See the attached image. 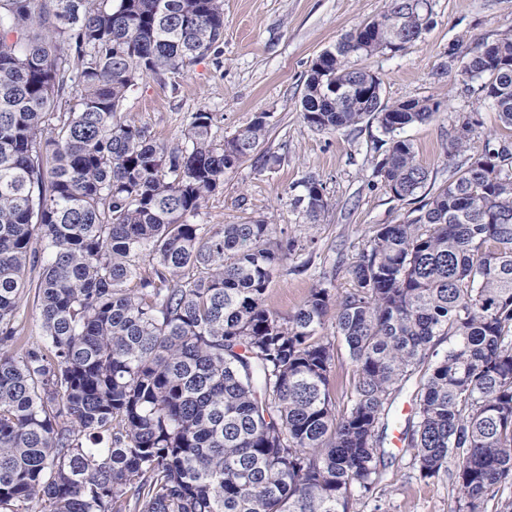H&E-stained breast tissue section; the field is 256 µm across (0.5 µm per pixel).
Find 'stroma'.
Returning <instances> with one entry per match:
<instances>
[{
	"label": "stroma",
	"mask_w": 512,
	"mask_h": 512,
	"mask_svg": "<svg viewBox=\"0 0 512 512\" xmlns=\"http://www.w3.org/2000/svg\"><path fill=\"white\" fill-rule=\"evenodd\" d=\"M385 6L386 0H224L223 42L179 73L140 80L122 105V117L168 146L183 143L194 113L212 114L220 140L266 113L268 135L260 152L272 164L250 159L227 171L223 189L196 221L216 229L264 219L278 237L294 241L265 294L267 308L283 318L296 312L312 288L322 285L338 296L352 288L350 268L374 231L403 223L412 209L393 198L375 173L386 141L377 123L319 132L301 112L315 58ZM510 30L512 0H432L431 24L418 41L359 61L378 76L386 101L439 102L431 120L403 132L433 187L446 185L467 153L483 150L489 135L505 133L477 82L451 68L450 54ZM465 116L478 124L467 152L455 153L448 132ZM310 178L322 184L328 201L315 224L293 205ZM416 387V380L407 381L388 412L376 486L382 512H449L458 496L454 473L421 479L412 451L396 440L413 425Z\"/></svg>",
	"instance_id": "obj_1"
}]
</instances>
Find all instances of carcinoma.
Instances as JSON below:
<instances>
[{"instance_id":"1","label":"carcinoma","mask_w":512,"mask_h":512,"mask_svg":"<svg viewBox=\"0 0 512 512\" xmlns=\"http://www.w3.org/2000/svg\"><path fill=\"white\" fill-rule=\"evenodd\" d=\"M428 3L390 0L310 68L305 122L376 121L390 136L376 173L418 207L374 232L350 291L314 288L285 319L264 295L294 242L264 219L195 222L265 141L266 113L219 141L197 112L173 148L119 115L139 80L213 49L224 0H0V512H355L352 486L376 489L386 406L424 364L405 437L420 476L454 456L451 512L512 483V142L429 194L397 132L440 103L364 105L372 72L350 64L416 41ZM479 50L470 79L512 129V33ZM71 84L77 104L53 113ZM477 124L454 128L453 151ZM303 187L294 205L315 223L328 201ZM30 263L36 345L16 325ZM332 305L354 366L342 411L320 335Z\"/></svg>"}]
</instances>
